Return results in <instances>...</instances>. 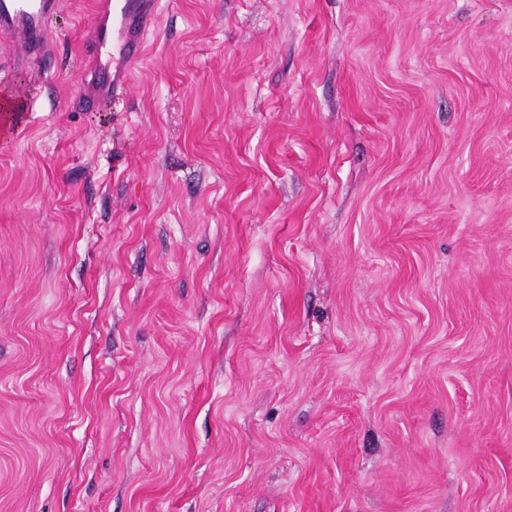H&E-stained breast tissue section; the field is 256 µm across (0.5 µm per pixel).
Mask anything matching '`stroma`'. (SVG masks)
<instances>
[{
    "label": "stroma",
    "mask_w": 512,
    "mask_h": 512,
    "mask_svg": "<svg viewBox=\"0 0 512 512\" xmlns=\"http://www.w3.org/2000/svg\"><path fill=\"white\" fill-rule=\"evenodd\" d=\"M95 0L0 37V512H512V0ZM156 3L154 0L100 2L90 38L99 49L100 64L98 71L91 72L90 80L83 83L81 95L90 85L95 102L111 103L122 94L134 64L146 50L148 28L156 15Z\"/></svg>",
    "instance_id": "35a3bbf8"
}]
</instances>
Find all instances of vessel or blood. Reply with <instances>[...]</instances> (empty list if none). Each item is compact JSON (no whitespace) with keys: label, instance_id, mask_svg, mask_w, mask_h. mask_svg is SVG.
<instances>
[{"label":"vessel or blood","instance_id":"b4317fda","mask_svg":"<svg viewBox=\"0 0 512 512\" xmlns=\"http://www.w3.org/2000/svg\"><path fill=\"white\" fill-rule=\"evenodd\" d=\"M57 5L58 0H0V33L25 35L30 53L39 54L46 41L44 19ZM155 15V0H102L91 34L101 55L89 80L94 101L109 103L122 94L146 50Z\"/></svg>","mask_w":512,"mask_h":512}]
</instances>
